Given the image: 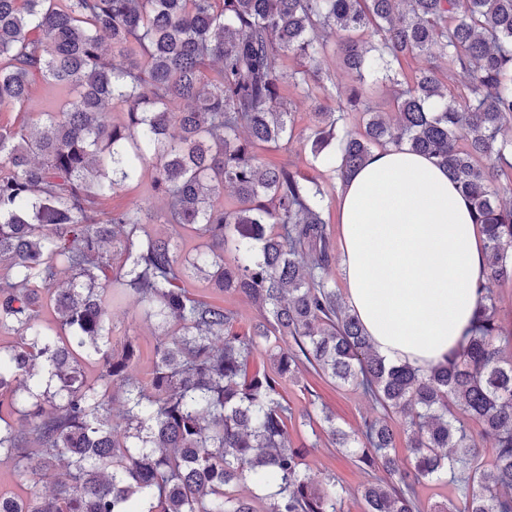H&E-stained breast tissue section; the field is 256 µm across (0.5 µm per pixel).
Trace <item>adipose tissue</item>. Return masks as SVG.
<instances>
[{
	"label": "adipose tissue",
	"instance_id": "1",
	"mask_svg": "<svg viewBox=\"0 0 512 512\" xmlns=\"http://www.w3.org/2000/svg\"><path fill=\"white\" fill-rule=\"evenodd\" d=\"M346 305L374 350L421 371L464 348L487 276L484 236L447 172L404 146L340 182Z\"/></svg>",
	"mask_w": 512,
	"mask_h": 512
}]
</instances>
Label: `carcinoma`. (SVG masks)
Returning <instances> with one entry per match:
<instances>
[{"label": "carcinoma", "mask_w": 512, "mask_h": 512, "mask_svg": "<svg viewBox=\"0 0 512 512\" xmlns=\"http://www.w3.org/2000/svg\"><path fill=\"white\" fill-rule=\"evenodd\" d=\"M331 52L351 78L342 95L322 72ZM420 55L432 65L406 75ZM37 77L68 99L0 129V332L16 337L0 347V407L10 397L21 420L0 414V462L51 489L0 496V512H259L266 498L265 512H342L345 487L311 478L288 440L280 385L308 367L384 411L350 433L314 400L306 412L371 469L365 512H419L417 485L446 475L461 498L434 512H512V328L497 300L512 281V0H0V107L22 106ZM288 85L317 104L305 141L328 185L261 159L295 138ZM387 85L391 113L372 103ZM111 106L124 121H106ZM391 145L443 167L485 236L467 346L426 373L379 356L328 276L329 188ZM148 168L165 209L100 208ZM186 236L204 248L185 251ZM196 288L241 296L258 319L238 332L237 311ZM116 306L158 330L145 380L130 374L135 337L112 347ZM256 355L272 371L248 372ZM251 476L265 488L228 490Z\"/></svg>", "instance_id": "cac0c4a2"}]
</instances>
